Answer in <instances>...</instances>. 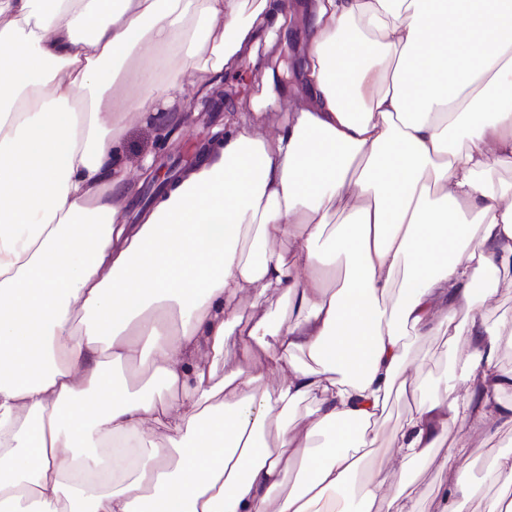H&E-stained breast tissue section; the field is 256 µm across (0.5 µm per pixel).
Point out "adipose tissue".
I'll list each match as a JSON object with an SVG mask.
<instances>
[{
	"instance_id": "adipose-tissue-1",
	"label": "adipose tissue",
	"mask_w": 512,
	"mask_h": 512,
	"mask_svg": "<svg viewBox=\"0 0 512 512\" xmlns=\"http://www.w3.org/2000/svg\"><path fill=\"white\" fill-rule=\"evenodd\" d=\"M281 8L0 0V512H420L373 458L394 397L435 512L474 496L470 433L512 426L486 305L512 281V0H302L286 121L227 113L122 221L131 121L205 96ZM430 335L450 377L412 366Z\"/></svg>"
}]
</instances>
